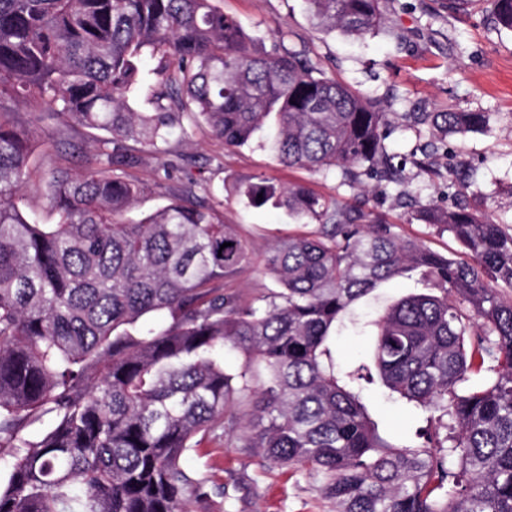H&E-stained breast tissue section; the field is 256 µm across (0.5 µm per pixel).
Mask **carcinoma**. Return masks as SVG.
I'll return each mask as SVG.
<instances>
[{
	"label": "carcinoma",
	"instance_id": "cac0c4a2",
	"mask_svg": "<svg viewBox=\"0 0 512 512\" xmlns=\"http://www.w3.org/2000/svg\"><path fill=\"white\" fill-rule=\"evenodd\" d=\"M320 27L361 36L379 0H304ZM512 30V0H490ZM154 110L131 104L146 60ZM22 104L104 131L78 174L30 163ZM445 133L480 112H408ZM205 125L226 148L263 134L279 162L339 171L340 185L392 181L387 114L307 57L261 51L215 0H0V512H187L208 499L183 466L253 396L241 439L320 480L336 512H512V225L466 206L424 207L468 258L426 248L397 224L303 184L240 181L231 192L315 229L264 255L277 288L224 287L253 262L220 219L223 201L185 188L139 221L133 151L161 160ZM58 220L20 208L33 178ZM420 291L372 321L373 368L336 361L331 339L380 283ZM249 362L224 368V350ZM485 386L462 387L473 373ZM379 380L432 424L382 437L362 400Z\"/></svg>",
	"mask_w": 512,
	"mask_h": 512
}]
</instances>
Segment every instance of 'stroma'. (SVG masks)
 Listing matches in <instances>:
<instances>
[{
	"mask_svg": "<svg viewBox=\"0 0 512 512\" xmlns=\"http://www.w3.org/2000/svg\"><path fill=\"white\" fill-rule=\"evenodd\" d=\"M216 4L262 47L303 53L327 76L377 100L396 127L386 142L390 153L403 156L434 143L438 151L430 156L432 174H418L412 166L404 171L418 206L446 205L441 173L451 150L476 169L473 179L460 188V196L495 222H512V30L494 23L487 0H469L462 11L450 10L448 0H381L383 25L359 38L317 26L303 0H216ZM406 112H483L488 127L464 135L434 134L403 120ZM32 113L37 170L66 166L77 171L82 154L96 153L97 131L63 126L41 107ZM128 173L144 188L127 214L134 221L168 204L173 192L188 182L213 187L224 201V222L236 225L254 252L252 267L230 284L247 297L275 285L261 263L268 248L288 235L305 232L306 227L293 223L284 210L246 207L226 190L236 181L262 177L280 185L300 183L347 205L362 195L367 210L399 224L404 236L448 256L463 254L451 234L417 221L415 208L398 201L395 190L374 193L370 181L355 189L340 186L338 178L282 166L272 152L255 143L228 150L203 128L193 129L186 138L172 137L165 161L141 153ZM415 290L414 279L401 277L381 284L354 305L352 324L334 342L337 360L348 365L369 363L367 321ZM364 403L379 433L392 442L404 441L424 424L382 386L365 390ZM251 408L250 398L243 397L228 409L235 438L216 434L186 456L185 469L206 478L209 494L204 506L188 499L189 512H334L305 468L270 464L261 449L243 447L239 435Z\"/></svg>",
	"mask_w": 512,
	"mask_h": 512,
	"instance_id": "1",
	"label": "stroma"
}]
</instances>
